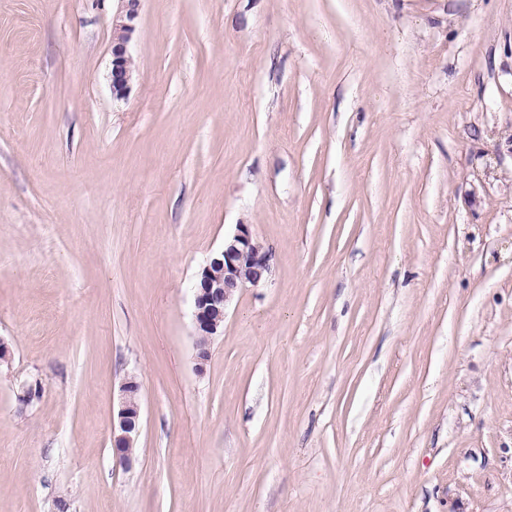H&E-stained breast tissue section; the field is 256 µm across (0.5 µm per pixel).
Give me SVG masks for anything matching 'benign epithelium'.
Returning <instances> with one entry per match:
<instances>
[{"instance_id": "benign-epithelium-1", "label": "benign epithelium", "mask_w": 512, "mask_h": 512, "mask_svg": "<svg viewBox=\"0 0 512 512\" xmlns=\"http://www.w3.org/2000/svg\"><path fill=\"white\" fill-rule=\"evenodd\" d=\"M121 7L112 17V95L126 97L134 80L129 43L135 30L140 0H119ZM273 253L253 236L250 225L238 224L224 248L202 268L194 299L193 322L196 338L197 370L204 371L210 357L202 337L214 338L224 327L225 311L236 293L265 282L271 273ZM140 382L133 375L119 388L116 415L112 418V451L120 463L131 466L133 447L141 425Z\"/></svg>"}]
</instances>
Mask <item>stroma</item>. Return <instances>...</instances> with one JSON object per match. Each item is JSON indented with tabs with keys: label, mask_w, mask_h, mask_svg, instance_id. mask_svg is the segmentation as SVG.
<instances>
[{
	"label": "stroma",
	"mask_w": 512,
	"mask_h": 512,
	"mask_svg": "<svg viewBox=\"0 0 512 512\" xmlns=\"http://www.w3.org/2000/svg\"><path fill=\"white\" fill-rule=\"evenodd\" d=\"M116 6L0 0V512H512V0H142L121 102ZM272 265L273 253L253 236L250 225L240 224L224 239L223 250L202 268L193 311L198 371H204L210 357V343L202 344L200 338L212 340L220 335L225 311L236 293L265 282ZM140 391L136 376H127L120 385L117 412L112 418V451L128 467L134 458L127 449L133 448L141 425Z\"/></svg>",
	"instance_id": "obj_1"
}]
</instances>
